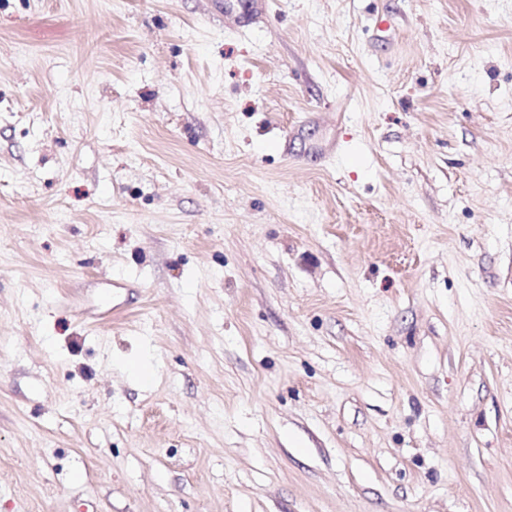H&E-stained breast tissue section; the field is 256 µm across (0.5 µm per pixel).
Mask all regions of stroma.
<instances>
[{
  "mask_svg": "<svg viewBox=\"0 0 512 512\" xmlns=\"http://www.w3.org/2000/svg\"><path fill=\"white\" fill-rule=\"evenodd\" d=\"M0 0V512H512V0Z\"/></svg>",
  "mask_w": 512,
  "mask_h": 512,
  "instance_id": "stroma-1",
  "label": "stroma"
}]
</instances>
